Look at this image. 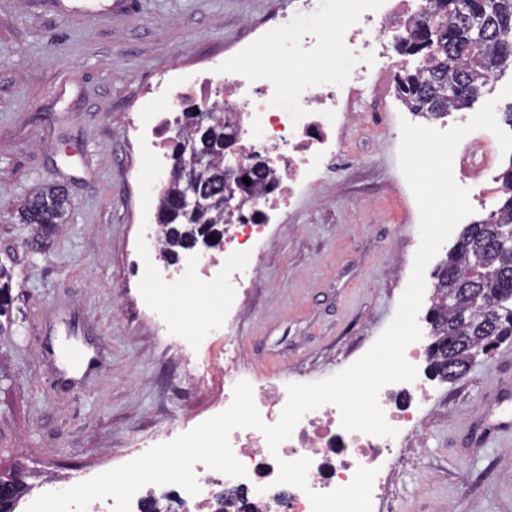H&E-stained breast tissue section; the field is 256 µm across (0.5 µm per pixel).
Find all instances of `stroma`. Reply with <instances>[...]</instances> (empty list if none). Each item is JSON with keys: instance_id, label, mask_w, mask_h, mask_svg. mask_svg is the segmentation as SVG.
Here are the masks:
<instances>
[{"instance_id": "obj_1", "label": "stroma", "mask_w": 512, "mask_h": 512, "mask_svg": "<svg viewBox=\"0 0 512 512\" xmlns=\"http://www.w3.org/2000/svg\"><path fill=\"white\" fill-rule=\"evenodd\" d=\"M0 0V263L11 324L0 334V469L19 465L27 497L45 479L119 467L132 448L197 426L224 399V346L237 367L304 383L335 374L388 327L419 226L406 211L401 134L347 133L350 163L284 209L261 246L253 285L211 347L162 336L156 305L182 327L216 310L189 282L152 297L143 225L156 216L149 158L136 132L157 82L190 81L237 43L266 34L262 62L293 81L279 28L291 0ZM63 187L72 208L53 232L20 223L34 192ZM512 339L439 386L425 431L400 448L391 512H512Z\"/></svg>"}]
</instances>
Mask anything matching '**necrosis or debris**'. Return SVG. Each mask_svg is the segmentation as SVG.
Returning <instances> with one entry per match:
<instances>
[{
	"label": "necrosis or debris",
	"instance_id": "obj_1",
	"mask_svg": "<svg viewBox=\"0 0 512 512\" xmlns=\"http://www.w3.org/2000/svg\"><path fill=\"white\" fill-rule=\"evenodd\" d=\"M434 8L433 0H302L299 15L310 24L302 38L288 43V57L300 58L306 73L291 87L256 60L264 42H245L241 54L250 66H225L224 81L212 76L193 81L192 92L216 112L237 115L240 152L251 161L258 148H265L264 161L274 174L268 187L253 193L257 218L231 217L224 223V251L204 273L208 284L221 290L225 309H232L240 289L250 287L259 256L257 245L268 224L290 206L294 198L308 192L338 161L345 160L346 132L363 122L355 106L367 92L376 90L379 75H392L404 64L401 41L414 23ZM335 29L347 51L341 71L325 72V34ZM501 148L489 130L478 129L465 136L453 157V177L469 191V200L485 204L489 195L505 192L500 176L494 175ZM428 346L419 340L409 345L405 357L419 372L410 382L386 385L378 401L387 423L397 436H376L348 431L341 426L338 407L328 403L307 412L290 438L270 450L264 434L254 428H238L229 436L234 456L245 466L246 477H225L234 495L225 497L224 512H312L308 491L326 493L349 485L358 468L376 469L372 512H388L392 460L406 437L428 424L431 401L428 375L421 364ZM253 400L265 423H276L288 400L282 379H251ZM309 459L308 491L278 483L279 460ZM198 494H182L179 500L155 495L153 485L143 486L134 496L131 512H214L216 478L195 465Z\"/></svg>",
	"mask_w": 512,
	"mask_h": 512
}]
</instances>
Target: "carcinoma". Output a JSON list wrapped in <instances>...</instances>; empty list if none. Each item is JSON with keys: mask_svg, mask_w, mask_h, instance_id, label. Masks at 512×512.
<instances>
[{"mask_svg": "<svg viewBox=\"0 0 512 512\" xmlns=\"http://www.w3.org/2000/svg\"><path fill=\"white\" fill-rule=\"evenodd\" d=\"M432 19L402 40L408 56L426 63L397 76V93L413 112L437 115L448 107L464 108L484 88L486 77L512 68V0H434ZM179 182L170 183L160 197L157 215L165 228L163 251L183 245L182 232L191 227H215L202 214L186 219L176 213ZM70 207L64 188L43 189L20 209V223L50 231L62 223ZM512 192L488 220L465 225L461 246L450 248L434 273L436 301L429 318L433 325V374L444 382L465 374L471 353L486 352L512 338ZM12 275L0 264V317L7 314Z\"/></svg>", "mask_w": 512, "mask_h": 512, "instance_id": "carcinoma-1", "label": "carcinoma"}]
</instances>
